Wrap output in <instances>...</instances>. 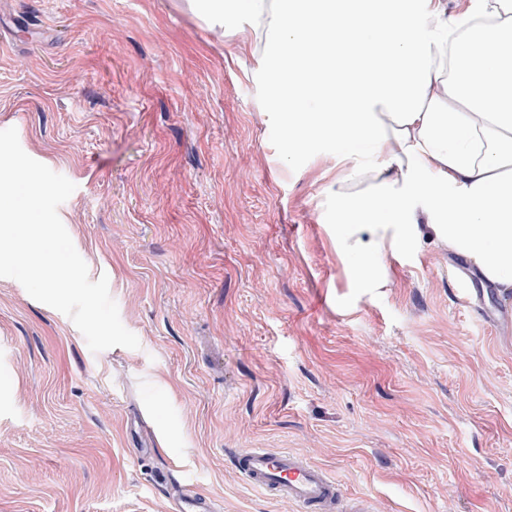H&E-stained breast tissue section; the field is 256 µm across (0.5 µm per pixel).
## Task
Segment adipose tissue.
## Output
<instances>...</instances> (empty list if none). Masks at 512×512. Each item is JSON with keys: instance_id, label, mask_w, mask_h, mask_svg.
<instances>
[{"instance_id": "1", "label": "adipose tissue", "mask_w": 512, "mask_h": 512, "mask_svg": "<svg viewBox=\"0 0 512 512\" xmlns=\"http://www.w3.org/2000/svg\"><path fill=\"white\" fill-rule=\"evenodd\" d=\"M228 0L249 28L289 161L344 160L326 190L355 287L388 279V253L436 239L512 288V0Z\"/></svg>"}]
</instances>
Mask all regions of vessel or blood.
<instances>
[{"label":"vessel or blood","mask_w":512,"mask_h":512,"mask_svg":"<svg viewBox=\"0 0 512 512\" xmlns=\"http://www.w3.org/2000/svg\"><path fill=\"white\" fill-rule=\"evenodd\" d=\"M246 486L266 496L299 504L303 512H335L341 485L335 475L291 449L251 448L235 457ZM174 512H212L209 497L191 493L177 498Z\"/></svg>","instance_id":"1"}]
</instances>
